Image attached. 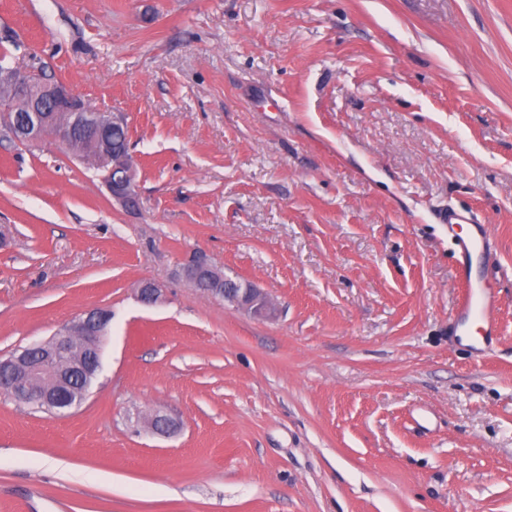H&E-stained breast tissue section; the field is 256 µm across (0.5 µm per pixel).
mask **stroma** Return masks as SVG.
I'll list each match as a JSON object with an SVG mask.
<instances>
[{
	"instance_id": "stroma-1",
	"label": "stroma",
	"mask_w": 512,
	"mask_h": 512,
	"mask_svg": "<svg viewBox=\"0 0 512 512\" xmlns=\"http://www.w3.org/2000/svg\"><path fill=\"white\" fill-rule=\"evenodd\" d=\"M5 37L125 116L137 204L0 129V356L112 313L80 407L0 393V512H512V0H0ZM461 206L499 263L482 352ZM441 224H448V237L458 253L457 277L462 294L456 311V320L469 330L478 325V333L488 341L498 334L497 296L492 283L477 274L474 252L483 259H491L490 233L487 224L475 223L464 212L448 209L440 216ZM184 278L194 287L201 279H206L212 288L208 294L225 303L240 306L257 317H268L274 312L270 296L247 281H230V278L214 269L206 259L198 258L183 270Z\"/></svg>"
}]
</instances>
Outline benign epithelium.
Instances as JSON below:
<instances>
[{"instance_id": "7a95c632", "label": "benign epithelium", "mask_w": 512, "mask_h": 512, "mask_svg": "<svg viewBox=\"0 0 512 512\" xmlns=\"http://www.w3.org/2000/svg\"><path fill=\"white\" fill-rule=\"evenodd\" d=\"M0 112L6 114L12 130L24 141L50 142L71 147L77 138L98 144L103 123L100 116L82 113L77 103L81 96L70 86L49 81L30 67L21 70L5 64L0 67ZM91 159L99 170L124 171L120 184L106 181L112 197L125 207L134 205V169L129 155L117 157L105 149L95 150ZM191 284L205 279L208 294L226 303L240 306L257 317L274 312L270 296L247 281H232L214 269L206 259L198 258L183 270ZM139 300L147 306L160 302L164 289L153 281L138 288ZM112 320L111 311L93 308L60 328L49 340L31 344L6 358H0V391L28 407L42 408L53 416H64L77 408L73 393L90 390L89 383L102 370V344ZM151 429L169 435L176 423L165 415L154 414Z\"/></svg>"}]
</instances>
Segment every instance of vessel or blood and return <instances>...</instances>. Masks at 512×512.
<instances>
[{
	"label": "vessel or blood",
	"instance_id": "obj_1",
	"mask_svg": "<svg viewBox=\"0 0 512 512\" xmlns=\"http://www.w3.org/2000/svg\"><path fill=\"white\" fill-rule=\"evenodd\" d=\"M440 221L447 224L448 236L458 253L457 277L463 291L456 319L464 328H477L482 338H489L498 331L497 296L492 283L479 275L474 266L475 257L491 256L488 227L452 208L441 214Z\"/></svg>",
	"mask_w": 512,
	"mask_h": 512
}]
</instances>
